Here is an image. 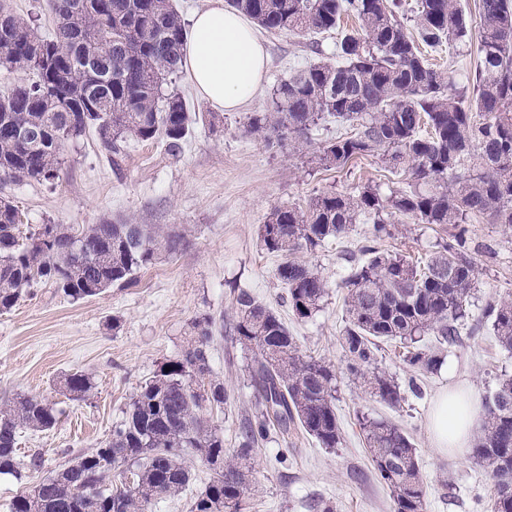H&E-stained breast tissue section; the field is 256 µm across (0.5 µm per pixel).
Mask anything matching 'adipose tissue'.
Segmentation results:
<instances>
[{"instance_id": "obj_1", "label": "adipose tissue", "mask_w": 512, "mask_h": 512, "mask_svg": "<svg viewBox=\"0 0 512 512\" xmlns=\"http://www.w3.org/2000/svg\"><path fill=\"white\" fill-rule=\"evenodd\" d=\"M182 64L206 100L233 111L255 97L266 74L267 55L254 26L215 0L193 16ZM480 412L481 400L473 390L442 392L429 419L434 448L466 457L481 426Z\"/></svg>"}]
</instances>
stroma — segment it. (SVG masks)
I'll list each match as a JSON object with an SVG mask.
<instances>
[{
	"mask_svg": "<svg viewBox=\"0 0 512 512\" xmlns=\"http://www.w3.org/2000/svg\"><path fill=\"white\" fill-rule=\"evenodd\" d=\"M268 55L262 87L247 106L221 113L217 126L196 124L179 157L163 141L130 143L122 157L111 158L95 133L63 148L64 176L59 184L0 183L19 210L22 235L41 224L81 229L102 219L161 225L182 233L187 249L160 255L137 274L131 288H112L96 298L74 301L55 288L38 285L7 312H0V405L20 394L37 395L60 410L55 428L22 430L21 456L41 453L43 467L26 477L0 475V512L40 483L67 453L89 451L123 419L140 386L167 360L178 355L196 320L228 314L234 291L246 290L271 307L295 336L303 356L325 361L336 375V416L341 431L337 447L324 448L300 430L270 433L254 458V478L243 512H393L387 486L372 469L359 418H383L407 433L419 459L426 487L425 512H489L494 493L490 472L473 457L440 453L431 444L429 417L439 394L466 384L480 396L491 394L512 375V353L502 349L483 315L488 302L512 299V230L479 219L468 226L469 252L475 261L477 288L457 343L438 348L441 368L422 376V396L406 394L389 407L363 393L349 374L342 345L346 324L343 280L347 257L371 237L372 222L361 219L346 237L300 258L319 272L327 293L317 313L297 320L289 310L287 290L276 277L280 262L263 249L259 226L271 208L306 206L322 192H351L367 182L382 196L406 190V176L385 171L378 155H368L346 169H325L321 144L343 133L330 121L298 145L286 139L275 147L252 134L248 122L270 111L272 93L292 71L332 59L333 38L312 48L309 38L260 31ZM451 84L471 89L478 62L477 45L459 52H428ZM439 224L396 225L382 247L390 253L427 258L450 239ZM253 357L228 336H215L209 364L215 376L235 391L232 406L213 410L209 419L224 434L225 449L235 448L238 427L258 411L245 368ZM82 371L94 387L86 399L63 393L65 375ZM191 481L178 495L158 501L153 512H190L196 494L213 477L195 455L184 456Z\"/></svg>",
	"mask_w": 512,
	"mask_h": 512,
	"instance_id": "obj_1",
	"label": "stroma"
}]
</instances>
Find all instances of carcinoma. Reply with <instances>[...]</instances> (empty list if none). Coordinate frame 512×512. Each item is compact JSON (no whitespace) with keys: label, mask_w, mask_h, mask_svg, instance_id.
<instances>
[{"label":"carcinoma","mask_w":512,"mask_h":512,"mask_svg":"<svg viewBox=\"0 0 512 512\" xmlns=\"http://www.w3.org/2000/svg\"><path fill=\"white\" fill-rule=\"evenodd\" d=\"M228 6L269 32L317 36L336 30V61L298 69L274 91L272 110L250 118L251 132L269 142L289 136L308 142L320 122L334 118L350 133L320 148L327 168H344L377 153L390 170L408 173V189L381 197L365 186L356 194L328 192L306 207L278 205L260 225L264 249L281 256L277 279L300 320L320 309L325 280L297 253L345 236L361 215H374L372 244L350 255L347 321L342 343L347 369L370 396L397 406L400 386L372 368L381 340L406 349L404 362L418 375L437 371L441 358L422 344L433 336L454 344L469 318L476 288L474 261L463 225L473 218L512 228V0H480L479 66L473 95L451 87L428 63L423 48L455 50L471 39L457 0H417L416 34L407 32L394 0H228ZM54 36L0 7V67L32 70L0 93V180L55 185L61 149L96 130L101 147L119 156L124 146L161 138L171 156L181 153L193 125H215L212 112H190L180 94L162 87L182 69L185 27L173 0H52ZM352 16L359 27L342 29ZM112 73V83L91 89ZM25 126L32 136L15 138ZM450 224L455 243L444 244L423 264L380 247L395 221ZM183 237L104 220L79 232L41 224L20 236L18 209L0 197V311L24 292L51 282L73 300L132 287L138 270L164 251L187 248ZM499 346L512 352V300L485 308ZM230 325L238 343L254 352L248 377L258 412L239 432L238 448L224 454V435L204 417L231 390L212 376L208 348L224 334V316L193 323L180 355L161 366L133 397L125 418L96 450L68 458L62 469L17 496L11 512H152L155 502L182 491L190 472L181 455L191 449L213 470L190 512H238L253 477L257 448L271 431L298 427L324 448L340 443L335 374L308 359L279 315L251 294L232 298ZM92 377L74 372L63 389L83 399ZM485 420L473 458L489 468L491 512H512V377L485 397ZM57 410L33 395L0 407V474L22 476L42 466L35 453L17 458L23 429L49 430ZM374 470L390 490L393 512H424L426 490L409 437L387 420L359 419ZM131 473L133 484L112 485V472Z\"/></svg>","instance_id":"obj_1"}]
</instances>
